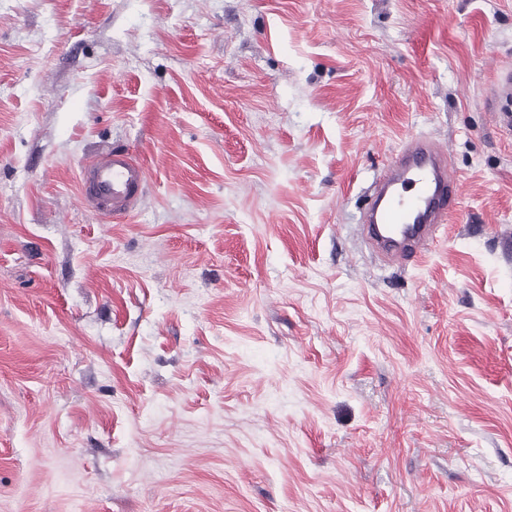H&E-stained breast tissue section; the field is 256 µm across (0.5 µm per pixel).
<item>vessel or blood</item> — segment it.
Returning <instances> with one entry per match:
<instances>
[{
  "mask_svg": "<svg viewBox=\"0 0 512 512\" xmlns=\"http://www.w3.org/2000/svg\"><path fill=\"white\" fill-rule=\"evenodd\" d=\"M489 104L512 135L511 69L499 70ZM147 179L132 151L112 147L82 166L80 196L100 214L125 216L138 209ZM459 206L460 177L448 154L432 140L413 137L380 177L363 214L364 232L383 256L408 261L434 241Z\"/></svg>",
  "mask_w": 512,
  "mask_h": 512,
  "instance_id": "b4317fda",
  "label": "vessel or blood"
}]
</instances>
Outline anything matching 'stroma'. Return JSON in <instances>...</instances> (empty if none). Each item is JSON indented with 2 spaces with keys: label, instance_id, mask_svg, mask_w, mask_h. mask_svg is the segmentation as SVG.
Masks as SVG:
<instances>
[{
  "label": "stroma",
  "instance_id": "stroma-1",
  "mask_svg": "<svg viewBox=\"0 0 512 512\" xmlns=\"http://www.w3.org/2000/svg\"><path fill=\"white\" fill-rule=\"evenodd\" d=\"M504 66L512 0H0V512H512ZM412 136L463 196L397 264ZM512 70L511 68H502L499 70L493 92L489 98V105L498 112L501 124L507 130L509 136H512ZM460 207V177L434 141L412 137L380 177L363 214L372 247L392 261H408L436 238ZM147 179V169L132 151L112 147L82 166L80 197L100 214L125 216L138 209Z\"/></svg>",
  "mask_w": 512,
  "mask_h": 512
}]
</instances>
